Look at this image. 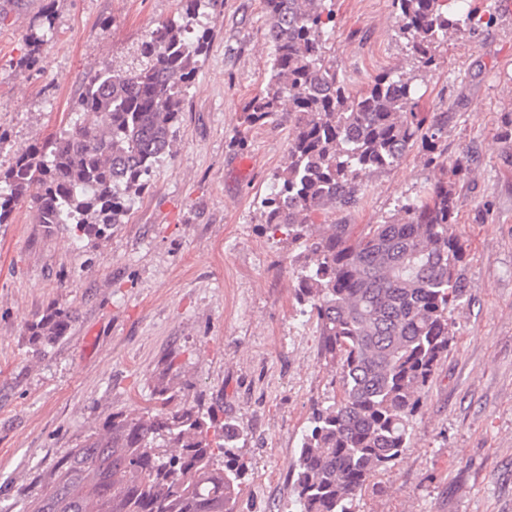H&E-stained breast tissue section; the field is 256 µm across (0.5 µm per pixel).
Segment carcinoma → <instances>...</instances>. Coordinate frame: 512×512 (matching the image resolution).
Instances as JSON below:
<instances>
[{
	"label": "carcinoma",
	"mask_w": 512,
	"mask_h": 512,
	"mask_svg": "<svg viewBox=\"0 0 512 512\" xmlns=\"http://www.w3.org/2000/svg\"><path fill=\"white\" fill-rule=\"evenodd\" d=\"M329 0H264L270 76L242 109L251 127L288 124V159L261 199L266 224L305 249L296 288L300 314L316 323L320 355L339 378V392L314 408L292 465L296 512H354V502L406 447L419 393L448 352L450 313L466 284L464 247L453 232L458 200L439 144L446 112L430 123L410 108L415 77L380 73L358 93L336 69ZM461 0H393L400 31L418 66L435 62L448 32L479 25ZM178 16L161 22L125 67L90 75L70 128L17 150L0 170V224L28 199L37 224H73L102 236L121 223L172 157L184 95L207 54L211 30L196 18L220 12L223 0H179ZM53 34L52 14L31 33L30 53ZM418 147L441 171L434 182L379 224H330L312 231L320 211L351 210L366 179L394 167ZM70 312L53 308L32 322L33 341L67 335ZM155 404L112 416L41 478L30 512H236L247 462L235 452L242 429L158 383Z\"/></svg>",
	"instance_id": "carcinoma-1"
}]
</instances>
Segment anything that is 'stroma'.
Listing matches in <instances>:
<instances>
[{
  "instance_id": "obj_1",
  "label": "stroma",
  "mask_w": 512,
  "mask_h": 512,
  "mask_svg": "<svg viewBox=\"0 0 512 512\" xmlns=\"http://www.w3.org/2000/svg\"><path fill=\"white\" fill-rule=\"evenodd\" d=\"M45 0H0V169L67 128L83 83L127 62L177 0H54V36L19 68ZM477 38L449 33L432 68L408 54L392 0H333L336 67L351 91L401 65L420 116L451 113L447 157L467 284L454 335L420 392L396 463L355 512H512V0H477ZM175 127L173 156L100 239L46 231L21 203L0 224V512H21L38 475L116 413L146 406L161 365L190 403L222 400L246 437L238 512H290L289 476L316 404L333 395L314 322L294 299L303 246L272 232L261 199L287 157L278 120L246 127L268 81L263 0H224ZM418 149L373 176L358 208L318 224H378L437 177ZM68 309L66 336L37 351L28 327Z\"/></svg>"
}]
</instances>
